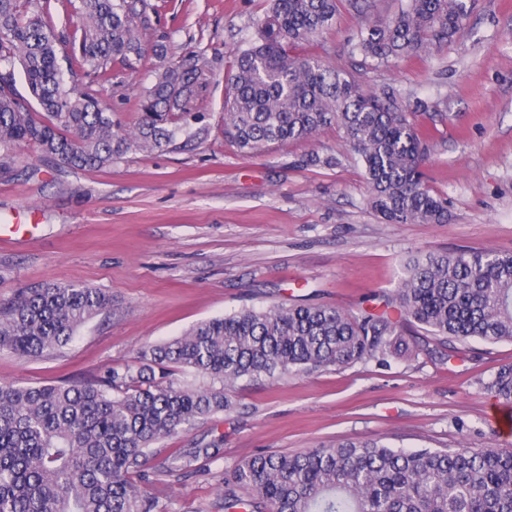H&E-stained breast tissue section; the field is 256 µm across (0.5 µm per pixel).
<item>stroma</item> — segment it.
I'll return each mask as SVG.
<instances>
[{
    "instance_id": "obj_1",
    "label": "stroma",
    "mask_w": 512,
    "mask_h": 512,
    "mask_svg": "<svg viewBox=\"0 0 512 512\" xmlns=\"http://www.w3.org/2000/svg\"><path fill=\"white\" fill-rule=\"evenodd\" d=\"M142 40L191 41L214 56L192 104L208 131L162 152L131 151L111 167L63 168L33 147L13 151L15 174L0 180V302L54 282L97 288L110 311L53 355L22 361L0 350V383L17 387L82 380L133 365L148 345L192 325L273 302L323 304L396 316L385 306L409 257L455 250L512 251V0H468L467 27L443 52L369 71L437 112L428 141L429 187L448 200L444 224H386L367 205L362 166L336 129L251 156L224 138V57L261 16L260 0H145ZM358 23L341 10L313 56L343 67ZM153 58L121 85L97 91L122 125L134 127ZM342 154L332 169L305 155ZM409 351L389 366L243 384L238 409L164 440L149 490L168 512H224L226 467L257 453H295L346 439L384 438L406 448H512L498 431L499 401L482 384L512 362V343L478 340L457 353L415 326ZM207 437L224 440L208 473L162 472L171 452Z\"/></svg>"
}]
</instances>
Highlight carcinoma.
I'll return each mask as SVG.
<instances>
[{
	"instance_id": "obj_1",
	"label": "carcinoma",
	"mask_w": 512,
	"mask_h": 512,
	"mask_svg": "<svg viewBox=\"0 0 512 512\" xmlns=\"http://www.w3.org/2000/svg\"><path fill=\"white\" fill-rule=\"evenodd\" d=\"M56 30L50 0H0V175L17 147H35L64 167L101 169L130 151L153 153L181 135L206 132L191 99L214 60L196 47L170 54L146 46L137 0H67ZM255 32L230 54L224 137L246 155L307 140L335 127L357 155L369 207L389 224H443L448 201L425 185L429 130L420 107L391 85L367 90L369 66L438 52L460 37L466 0H400L374 19L376 0H265ZM359 17L347 41L351 68L322 64L301 48L334 23ZM158 65L127 131L79 79L110 82L112 65L134 72L147 53ZM66 65H61L59 58ZM20 69L29 97L15 87ZM337 155L310 154L306 167L334 168ZM398 318L332 306L270 304L199 322L141 352V366L83 383L0 384V512H163L145 490L155 445L236 410L241 383L283 375L380 365L408 351L404 326L419 324L442 345L512 342V252L457 250L413 256L391 296ZM105 292L58 282L0 303V349L50 355L110 310ZM192 372L195 385L169 379ZM512 404V363L484 382ZM224 456L221 439L196 440L167 468L197 472ZM224 512H512V451L394 448L380 438L258 453L224 469Z\"/></svg>"
}]
</instances>
